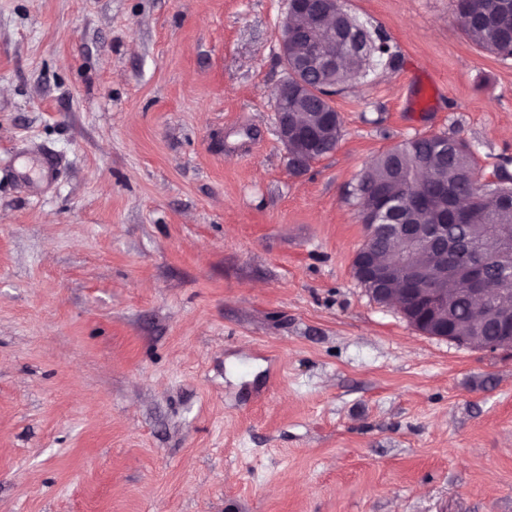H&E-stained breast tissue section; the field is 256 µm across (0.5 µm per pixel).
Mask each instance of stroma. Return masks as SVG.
<instances>
[{
	"label": "stroma",
	"instance_id": "stroma-1",
	"mask_svg": "<svg viewBox=\"0 0 512 512\" xmlns=\"http://www.w3.org/2000/svg\"><path fill=\"white\" fill-rule=\"evenodd\" d=\"M344 6L396 63L296 172L287 0H0V512H512V350L352 271L387 149L512 175V58L454 0Z\"/></svg>",
	"mask_w": 512,
	"mask_h": 512
}]
</instances>
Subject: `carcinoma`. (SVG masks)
I'll return each mask as SVG.
<instances>
[{"mask_svg":"<svg viewBox=\"0 0 512 512\" xmlns=\"http://www.w3.org/2000/svg\"><path fill=\"white\" fill-rule=\"evenodd\" d=\"M512 9L506 0H455L456 21L467 38L479 48L509 57L505 53L512 43V23L502 27L497 14ZM320 39L336 52L338 61L332 71L316 70L305 82L309 86L304 96L282 101L312 121L322 112L334 111L328 101L316 93L349 83L370 63L376 53L387 55L388 63L396 55L389 52L384 41H376L371 33L353 20L336 13V32L323 33ZM381 185L393 204L407 209L409 224H444L448 240L459 244L448 252V276L464 287L465 271L474 264L483 266L489 282V298L481 310L482 321L471 323L470 301L460 292L452 301V324L461 334L491 337L498 334L494 313L498 302L512 300V266L498 265L491 252L494 242L489 238V225L499 231L512 232V204L503 199L512 197V187L491 188L480 182L474 153L463 141L444 136H420L402 141L380 154L358 184L361 213L376 203L372 188ZM398 227L387 233H370L368 248L375 250L384 261L397 246Z\"/></svg>","mask_w":512,"mask_h":512,"instance_id":"1","label":"carcinoma"}]
</instances>
